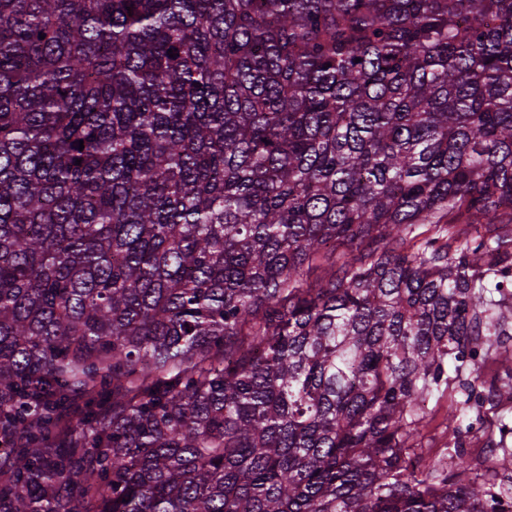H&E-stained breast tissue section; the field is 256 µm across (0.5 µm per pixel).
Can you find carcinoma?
<instances>
[{"mask_svg": "<svg viewBox=\"0 0 512 512\" xmlns=\"http://www.w3.org/2000/svg\"><path fill=\"white\" fill-rule=\"evenodd\" d=\"M510 224L512 0H0V512H512ZM463 399V395L457 387L455 390L448 389V394L440 399L434 397L426 402L425 411L431 421L422 445L430 451L431 457L440 458V449L454 441L452 426L448 429L445 427L444 417L450 405L460 407L462 405L458 401ZM480 423L488 432L496 433V439H499L498 429L504 422L512 428V402L499 408L490 409L484 407L480 412Z\"/></svg>", "mask_w": 512, "mask_h": 512, "instance_id": "1", "label": "carcinoma"}]
</instances>
